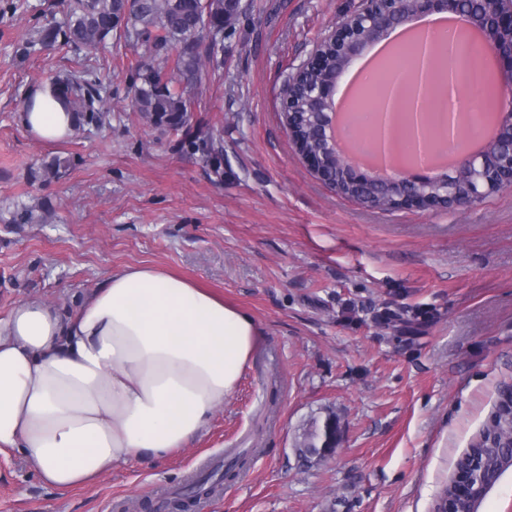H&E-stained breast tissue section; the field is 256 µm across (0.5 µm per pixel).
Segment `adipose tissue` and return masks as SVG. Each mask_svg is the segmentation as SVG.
I'll return each mask as SVG.
<instances>
[{
	"label": "adipose tissue",
	"mask_w": 512,
	"mask_h": 512,
	"mask_svg": "<svg viewBox=\"0 0 512 512\" xmlns=\"http://www.w3.org/2000/svg\"><path fill=\"white\" fill-rule=\"evenodd\" d=\"M30 101L34 138L74 133L56 87ZM260 336L249 314L153 266L111 273L70 309L25 299L0 317V453L20 451L61 492L166 458L233 396Z\"/></svg>",
	"instance_id": "obj_1"
}]
</instances>
